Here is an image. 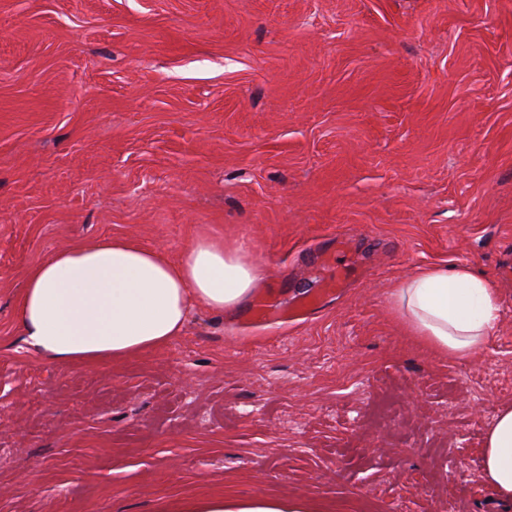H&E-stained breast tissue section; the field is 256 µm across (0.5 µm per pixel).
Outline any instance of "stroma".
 I'll list each match as a JSON object with an SVG mask.
<instances>
[{
	"mask_svg": "<svg viewBox=\"0 0 512 512\" xmlns=\"http://www.w3.org/2000/svg\"><path fill=\"white\" fill-rule=\"evenodd\" d=\"M209 232L297 324L192 310L105 368L22 348L15 300L55 250ZM512 0H0V512H178L209 493L312 512H491L480 448L512 405ZM468 265L500 289L477 358L388 295ZM336 252L323 253L316 256L315 263L336 267V276L333 279L321 282L316 288L310 290L304 297L299 300L288 303V306L272 304L266 299L260 300L254 308L248 313L249 317L266 318V317H283L294 318L311 314L312 311L322 307L323 298L329 294L339 291L343 280L347 276V269L342 266L338 259L346 251V240L337 241Z\"/></svg>",
	"mask_w": 512,
	"mask_h": 512,
	"instance_id": "obj_1",
	"label": "stroma"
}]
</instances>
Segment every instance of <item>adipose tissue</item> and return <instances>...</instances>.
<instances>
[{"label": "adipose tissue", "instance_id": "adipose-tissue-1", "mask_svg": "<svg viewBox=\"0 0 512 512\" xmlns=\"http://www.w3.org/2000/svg\"><path fill=\"white\" fill-rule=\"evenodd\" d=\"M257 264L240 248L202 233L172 258L115 236L63 248L31 266L16 311L24 343L45 361L107 367L165 347L185 329L192 308L220 314L250 298ZM394 310L434 351L479 355L496 332L501 295L467 266H429L400 282ZM484 477L512 505V406H503L481 448ZM182 512H310L299 498H196Z\"/></svg>", "mask_w": 512, "mask_h": 512}]
</instances>
